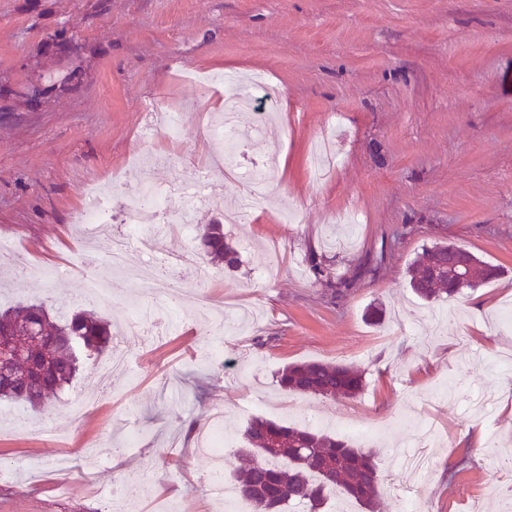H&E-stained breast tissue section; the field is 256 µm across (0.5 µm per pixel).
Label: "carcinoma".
<instances>
[{"instance_id": "carcinoma-1", "label": "carcinoma", "mask_w": 512, "mask_h": 512, "mask_svg": "<svg viewBox=\"0 0 512 512\" xmlns=\"http://www.w3.org/2000/svg\"><path fill=\"white\" fill-rule=\"evenodd\" d=\"M199 250L208 262L234 269L237 249L224 238V225L207 224L198 234ZM462 247L438 243L408 268V284L422 300L460 292L448 279V263ZM470 280L476 288L498 276V269L470 255ZM30 324L44 334L42 343L20 352L16 371L0 375V401L21 402L35 412L71 385L82 365L112 350V330L92 310L68 315L51 313L42 301L0 311V328ZM279 386L289 392L323 397H355L364 388L362 374L347 365L319 361L286 365ZM244 446L234 450L236 502L245 512H284L290 505L302 512H323L329 497L339 493L366 512H374L381 485L378 453L354 448L318 427H288L262 417L253 418L243 433Z\"/></svg>"}]
</instances>
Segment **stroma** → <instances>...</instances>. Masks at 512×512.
<instances>
[{
    "label": "stroma",
    "mask_w": 512,
    "mask_h": 512,
    "mask_svg": "<svg viewBox=\"0 0 512 512\" xmlns=\"http://www.w3.org/2000/svg\"><path fill=\"white\" fill-rule=\"evenodd\" d=\"M261 76L267 134L248 139L250 166L276 150L263 209L224 221L238 183L209 170L224 151L204 126L224 111L219 79ZM182 115L180 137L163 130ZM335 155L321 176L312 144ZM181 156L185 182L204 180L197 225L220 224L238 268L180 280L129 249L116 271L80 242L89 186L112 191L114 231L132 219L123 195ZM34 267L19 281L0 266V307L34 297L56 310L89 308L112 324L126 373L100 386L87 364L42 425L10 404L0 423V512H224L196 455L197 423L216 410L240 447L256 416L287 425L311 411L322 424H385L372 446L384 474L378 512H400L399 489L420 485L422 512H512V0H0V242ZM437 242L499 266L491 283L424 301L407 268ZM322 264L333 287L312 269ZM110 294L88 302V278ZM181 282L184 317L130 331L143 282ZM258 309L225 328L223 358L206 362L196 296ZM382 307V324L370 307ZM307 361L360 370L354 398L283 391L277 374ZM454 380L460 408L437 388ZM493 413L464 408L474 389ZM433 419L431 468L417 481L393 454L416 448L412 425ZM141 438L129 446V426ZM101 448L94 484L62 481L57 459Z\"/></svg>",
    "instance_id": "35a3bbf8"
}]
</instances>
